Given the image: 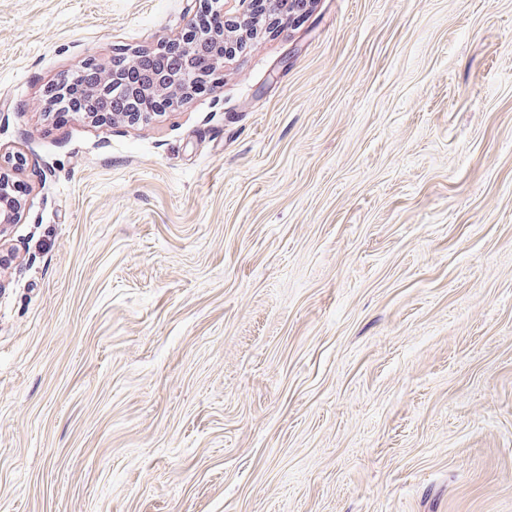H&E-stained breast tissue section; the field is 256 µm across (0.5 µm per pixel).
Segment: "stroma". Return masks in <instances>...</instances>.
Instances as JSON below:
<instances>
[{
  "label": "stroma",
  "instance_id": "obj_1",
  "mask_svg": "<svg viewBox=\"0 0 512 512\" xmlns=\"http://www.w3.org/2000/svg\"><path fill=\"white\" fill-rule=\"evenodd\" d=\"M193 16L0 0V512H512V0H309L55 121ZM225 23L224 27L210 32L212 50L205 59L193 61V70L186 74H175L168 71H158L146 75L138 83H132L126 75L135 67L132 59L119 63L118 58L112 60V65L107 69L102 68L95 59H85L80 67L71 74L61 75L48 89V103L51 104L61 99L63 94L69 92L71 86L75 85L82 69L91 62L105 70L102 77L101 91L110 92L116 95H128L141 110L148 112H123L115 116L122 117L129 123L145 122V119L152 117L156 112L154 109L162 107L167 95H179L188 91H200L206 87L209 74H214L219 64H223L225 54ZM19 160L14 155L0 153V265L3 264L4 236L11 224L21 219V203L12 195L13 180L8 171L18 168Z\"/></svg>",
  "mask_w": 512,
  "mask_h": 512
}]
</instances>
